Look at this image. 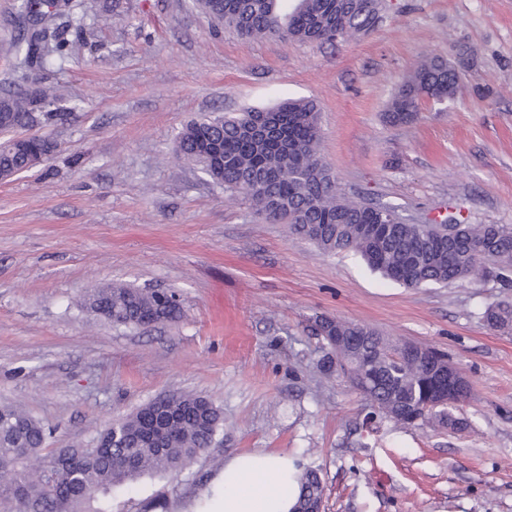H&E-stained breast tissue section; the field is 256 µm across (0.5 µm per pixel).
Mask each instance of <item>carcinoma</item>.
<instances>
[{
  "label": "carcinoma",
  "instance_id": "obj_1",
  "mask_svg": "<svg viewBox=\"0 0 512 512\" xmlns=\"http://www.w3.org/2000/svg\"><path fill=\"white\" fill-rule=\"evenodd\" d=\"M211 20L240 36L276 35L286 42L333 43L366 33L378 23L383 0H195ZM16 35L10 50L20 60L15 80L63 57L65 33L84 29L80 0H16ZM460 73L444 58H432L410 73L387 104L392 125L414 122L423 98L453 97ZM48 112H35L27 94H0V132L28 127ZM318 108L311 100H287L273 109L234 115H202L176 138L178 156L193 160L215 183L245 195L256 211L288 224L291 232L332 254L355 251L383 277L408 288L495 279L512 287V226L437 225L425 234L392 219L393 210L350 199L319 153ZM49 138L33 134L24 150L0 156V171L20 174L30 154L49 155ZM172 293L103 286L84 307L117 326L144 327L181 318ZM483 321L512 333V303L489 305ZM324 342L323 367L336 374V337L353 351L356 389L367 399L365 426L379 419L408 425L436 419L453 429L465 425L454 405L435 402L448 390L434 366L445 355L430 351L393 357L386 341L361 324L330 317L316 320ZM224 424L221 409L193 394L155 398L107 423L81 448H50V430L20 408L0 404V512H112V491L145 474L178 478L211 447ZM42 457L32 468L31 459ZM323 499L314 471L300 477L293 512H311Z\"/></svg>",
  "mask_w": 512,
  "mask_h": 512
}]
</instances>
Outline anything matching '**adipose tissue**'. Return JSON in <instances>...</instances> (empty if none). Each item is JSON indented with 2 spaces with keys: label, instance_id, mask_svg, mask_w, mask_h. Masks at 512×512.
<instances>
[{
  "label": "adipose tissue",
  "instance_id": "obj_1",
  "mask_svg": "<svg viewBox=\"0 0 512 512\" xmlns=\"http://www.w3.org/2000/svg\"><path fill=\"white\" fill-rule=\"evenodd\" d=\"M299 475L287 455L253 451L231 456L186 512H292Z\"/></svg>",
  "mask_w": 512,
  "mask_h": 512
}]
</instances>
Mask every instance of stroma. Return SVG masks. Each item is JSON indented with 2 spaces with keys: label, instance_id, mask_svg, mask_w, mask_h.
Wrapping results in <instances>:
<instances>
[{
  "label": "stroma",
  "instance_id": "stroma-1",
  "mask_svg": "<svg viewBox=\"0 0 512 512\" xmlns=\"http://www.w3.org/2000/svg\"><path fill=\"white\" fill-rule=\"evenodd\" d=\"M85 6L84 39L31 75L59 90L41 129L56 150L0 181V402L53 427L54 448L169 393L221 407L177 480L113 490L112 512H184L228 456L259 450L316 471L325 512H512V334L482 320L512 288L384 280L173 151L201 114L311 99L348 197L411 224L512 225V0H387L373 31L332 44L246 40L193 0ZM435 56L461 71L456 95L386 123L403 78ZM110 283L176 292L182 317L113 326L81 305ZM319 316L447 353L469 381L466 427L363 428L365 400L318 369Z\"/></svg>",
  "mask_w": 512,
  "mask_h": 512
}]
</instances>
